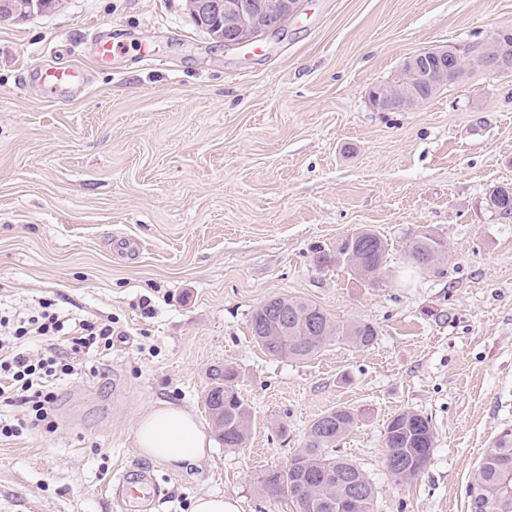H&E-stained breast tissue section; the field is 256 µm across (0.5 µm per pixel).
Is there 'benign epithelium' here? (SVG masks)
<instances>
[{"label":"benign epithelium","instance_id":"benign-epithelium-1","mask_svg":"<svg viewBox=\"0 0 512 512\" xmlns=\"http://www.w3.org/2000/svg\"><path fill=\"white\" fill-rule=\"evenodd\" d=\"M301 0H190L192 14L204 28L214 32L226 47L245 46L276 30L300 9ZM479 62L499 71L512 70V34L502 33L487 50L470 49ZM464 53L457 46H440L413 54L405 67L419 69L427 60L438 63L429 79L447 86L459 82ZM379 110H399L419 105L423 99L413 90L392 87L381 97L370 98Z\"/></svg>","mask_w":512,"mask_h":512}]
</instances>
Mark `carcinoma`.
<instances>
[{"label": "carcinoma", "mask_w": 512, "mask_h": 512, "mask_svg": "<svg viewBox=\"0 0 512 512\" xmlns=\"http://www.w3.org/2000/svg\"><path fill=\"white\" fill-rule=\"evenodd\" d=\"M413 86L424 99L436 94L420 73H403L399 85ZM490 197L502 216L512 215V197L494 188ZM355 247L366 274L362 278L377 280L382 274L387 244L370 229L355 232ZM445 242L426 230L409 244L411 260L426 268L446 253ZM297 306L300 317L277 320L279 299L273 298L258 307L250 317V329L256 342L271 357L304 360L317 354L328 342L342 340L354 347L372 345L376 327L368 321L339 325L316 304L288 300ZM235 369L224 367V381L212 382L205 396L208 412L224 408V432L219 440L226 448H240L248 438L251 408L235 389ZM358 419L350 408L338 407L315 419L310 425L303 448L292 456L288 465L268 471L262 479L263 490L274 498L291 502L295 512H373L375 490L370 478L353 461L331 453ZM384 467L400 482L416 479L430 459L435 435L428 418L410 410L402 411L385 427ZM489 503L487 512H512V430L503 431L486 449L474 477Z\"/></svg>", "instance_id": "cac0c4a2"}]
</instances>
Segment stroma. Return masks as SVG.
<instances>
[{"label": "stroma", "mask_w": 512, "mask_h": 512, "mask_svg": "<svg viewBox=\"0 0 512 512\" xmlns=\"http://www.w3.org/2000/svg\"><path fill=\"white\" fill-rule=\"evenodd\" d=\"M512 0H303L281 30L227 48L186 0H62L0 23V306L54 303L112 327L57 390V429L0 440V512H124L106 483L148 470L152 512H191L220 494L239 512H292L261 491L311 423L346 406L338 443L376 488L374 512H471L483 453L512 429V217L486 204L512 187V73L472 66L412 108L366 92L442 45L489 47ZM120 49L94 61V38ZM146 45L157 57L145 66ZM86 72L66 105L40 73ZM373 229L388 244L377 283L318 250ZM448 253L415 267L420 229ZM134 241L138 251L120 249ZM276 297L338 324L372 322L376 342L331 341L304 361L255 343L250 317ZM236 369L247 444L213 441L197 465L142 456L135 425L165 401L211 421L212 368ZM428 417L436 437L418 479L385 469L393 415Z\"/></svg>", "instance_id": "35a3bbf8"}]
</instances>
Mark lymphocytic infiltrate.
I'll return each instance as SVG.
<instances>
[{"mask_svg": "<svg viewBox=\"0 0 512 512\" xmlns=\"http://www.w3.org/2000/svg\"><path fill=\"white\" fill-rule=\"evenodd\" d=\"M37 337L48 341L66 338L71 358L52 350L31 354L26 343ZM111 348V325L67 323L46 301L25 317L0 314V407L18 406L25 410L23 417L0 419V437H18L36 429L54 432L51 407L56 399L55 388L74 375L76 355L102 353Z\"/></svg>", "mask_w": 512, "mask_h": 512, "instance_id": "lymphocytic-infiltrate-1", "label": "lymphocytic infiltrate"}]
</instances>
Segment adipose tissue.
<instances>
[{"mask_svg":"<svg viewBox=\"0 0 512 512\" xmlns=\"http://www.w3.org/2000/svg\"><path fill=\"white\" fill-rule=\"evenodd\" d=\"M135 441L142 456L173 469L200 463L211 448L191 411L168 402L156 403L141 415Z\"/></svg>","mask_w":512,"mask_h":512,"instance_id":"adipose-tissue-1","label":"adipose tissue"}]
</instances>
